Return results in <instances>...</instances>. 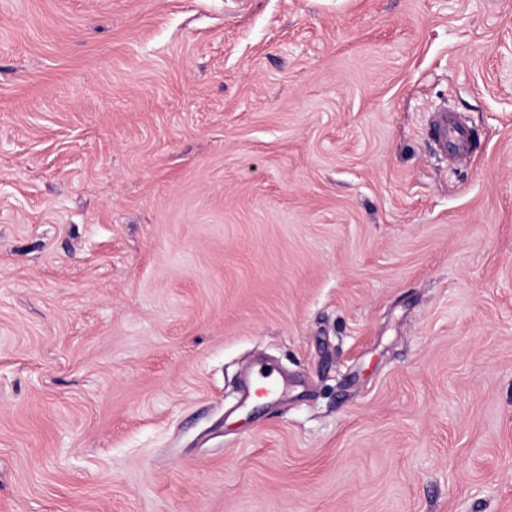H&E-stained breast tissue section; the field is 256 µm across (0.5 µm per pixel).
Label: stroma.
Masks as SVG:
<instances>
[{"instance_id":"1","label":"stroma","mask_w":512,"mask_h":512,"mask_svg":"<svg viewBox=\"0 0 512 512\" xmlns=\"http://www.w3.org/2000/svg\"><path fill=\"white\" fill-rule=\"evenodd\" d=\"M0 512H512V0H0ZM434 133L443 152L452 157L469 153L471 149L470 136L467 128L448 110L439 111ZM276 385L275 370L265 363H260L253 372L249 394L268 393Z\"/></svg>"}]
</instances>
